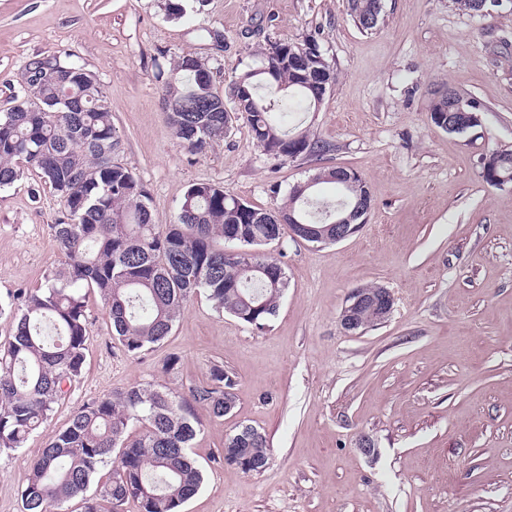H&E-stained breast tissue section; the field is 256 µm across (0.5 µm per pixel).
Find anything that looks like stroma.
<instances>
[{
  "label": "stroma",
  "instance_id": "1",
  "mask_svg": "<svg viewBox=\"0 0 512 512\" xmlns=\"http://www.w3.org/2000/svg\"><path fill=\"white\" fill-rule=\"evenodd\" d=\"M166 3L0 0V113L23 96L29 57L69 53L109 99L112 159L145 186L154 223H175L194 183L272 211L294 184L335 167L365 179L373 207L344 241L267 246L288 286L263 329L199 292L165 340L132 355L86 291L84 368L24 447L0 452V512H21L31 460L83 404L149 384L187 398L216 365L237 379L236 406L219 418L194 403L204 482L183 512H512V184H487L479 165L512 150V0L483 15L453 0H383L369 33L346 0H181L176 16ZM309 39L335 84L316 110L284 92L273 102L324 152L274 157L242 118L203 155L176 138L162 97L182 57L207 63L232 112V82L259 67L260 49ZM443 83L483 103L479 126L432 123ZM62 216L34 170L0 187V345L19 294L45 288L64 263L51 229ZM360 286L387 288L395 303L383 324L352 335L340 315ZM244 425L269 441L263 472L219 461Z\"/></svg>",
  "mask_w": 512,
  "mask_h": 512
}]
</instances>
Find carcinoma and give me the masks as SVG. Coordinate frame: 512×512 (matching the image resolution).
Instances as JSON below:
<instances>
[{"instance_id":"carcinoma-1","label":"carcinoma","mask_w":512,"mask_h":512,"mask_svg":"<svg viewBox=\"0 0 512 512\" xmlns=\"http://www.w3.org/2000/svg\"><path fill=\"white\" fill-rule=\"evenodd\" d=\"M472 14L488 12L496 0H454ZM348 15L369 32L379 23L380 0H347ZM288 61L274 63V45L262 51L274 72H244L234 81L237 111L246 119L257 143L276 158L288 140L298 139L305 152H315L306 132L282 129L271 103L257 94L263 85L301 95L318 110L311 87L331 89L334 67L314 40L290 45ZM59 66L72 69L71 54L50 60L36 55L22 69L24 96L0 113V187L20 176L17 162L35 170L58 194L63 219L53 225L65 265L47 288L26 295L17 308L12 339L0 350V450L23 447L28 436L48 418L64 387L81 375L88 317L79 283L97 291L119 343L138 354L170 335L183 305L204 291L218 311L244 323L264 327L279 309L287 276L281 263L258 247L280 242L288 225L277 220L294 215L301 223L333 236L336 209H352L369 193L364 179L347 185L337 169L311 177L315 185L335 184L336 202L317 192L299 198L294 191L274 211L248 203L210 183H194L186 191L174 224H155L144 186L127 168L112 162L119 140L112 110L94 75L75 67L78 79L62 84ZM184 81L167 91L165 112L177 139L192 153L204 154L226 134L230 115L211 112L220 96L204 79L208 67L177 64ZM73 97L80 112H63L62 100ZM466 112L482 113L484 105L453 87L435 92L430 118L455 111L451 98ZM235 378L224 368L210 370L209 383L188 401L150 385L133 386L84 404L68 426L31 461L22 490L23 512H66L65 504L81 499L84 512H121L129 501L138 512H183L202 486V470L191 456L200 432L191 401L207 404L213 415H227ZM141 431L130 433L132 424ZM113 460L109 480L90 498L87 492L100 467ZM224 466L249 473L268 464L269 443L250 426L228 437Z\"/></svg>"}]
</instances>
